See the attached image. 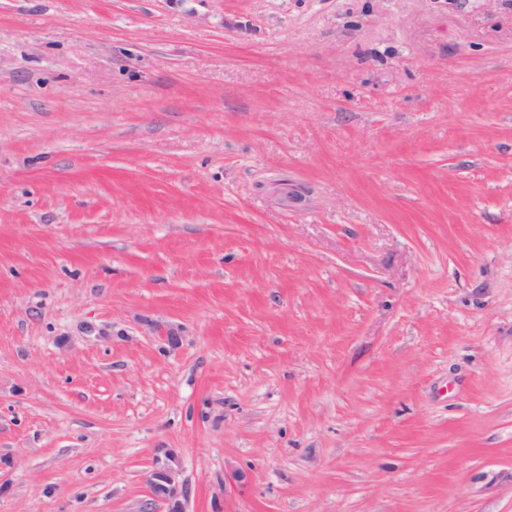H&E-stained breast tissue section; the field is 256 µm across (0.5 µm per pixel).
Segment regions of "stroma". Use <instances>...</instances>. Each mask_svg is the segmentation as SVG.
<instances>
[{"instance_id": "35a3bbf8", "label": "stroma", "mask_w": 512, "mask_h": 512, "mask_svg": "<svg viewBox=\"0 0 512 512\" xmlns=\"http://www.w3.org/2000/svg\"><path fill=\"white\" fill-rule=\"evenodd\" d=\"M171 452L185 512H512V0H0V512Z\"/></svg>"}]
</instances>
